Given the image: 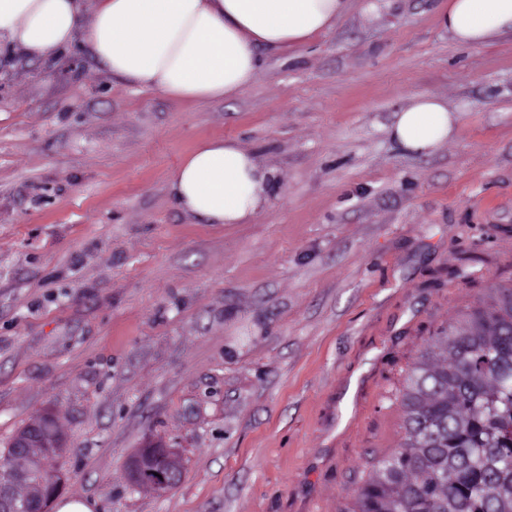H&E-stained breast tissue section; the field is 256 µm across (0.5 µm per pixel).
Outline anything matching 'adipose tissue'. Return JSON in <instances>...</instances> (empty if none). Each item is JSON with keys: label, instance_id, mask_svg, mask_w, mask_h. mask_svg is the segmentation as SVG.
<instances>
[{"label": "adipose tissue", "instance_id": "adipose-tissue-1", "mask_svg": "<svg viewBox=\"0 0 512 512\" xmlns=\"http://www.w3.org/2000/svg\"><path fill=\"white\" fill-rule=\"evenodd\" d=\"M351 0H98L90 24L81 0H0V42L34 59L82 40L118 81L194 102L248 88L262 52L296 48L329 33ZM444 31L476 48L512 29V0H448ZM441 99L415 95L389 130L403 152L428 154L454 131ZM272 172L233 142L196 146L169 178L184 214L210 224H244L268 202Z\"/></svg>", "mask_w": 512, "mask_h": 512}]
</instances>
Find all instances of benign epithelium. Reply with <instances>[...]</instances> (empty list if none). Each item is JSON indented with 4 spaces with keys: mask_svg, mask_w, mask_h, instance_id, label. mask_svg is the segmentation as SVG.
<instances>
[{
    "mask_svg": "<svg viewBox=\"0 0 512 512\" xmlns=\"http://www.w3.org/2000/svg\"><path fill=\"white\" fill-rule=\"evenodd\" d=\"M51 423L50 416L38 414L12 439L10 447L16 452L0 463V512H28L30 504L39 505V512H49L65 481L61 467L53 469L51 464L60 461V449L67 447L57 431L48 430ZM182 473L180 452L156 436L145 439L127 464L132 487L159 494L177 486Z\"/></svg>",
    "mask_w": 512,
    "mask_h": 512,
    "instance_id": "1",
    "label": "benign epithelium"
}]
</instances>
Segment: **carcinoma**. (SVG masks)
<instances>
[{"label": "carcinoma", "instance_id": "1", "mask_svg": "<svg viewBox=\"0 0 512 512\" xmlns=\"http://www.w3.org/2000/svg\"><path fill=\"white\" fill-rule=\"evenodd\" d=\"M404 436L353 512H512V284L494 283L408 369Z\"/></svg>", "mask_w": 512, "mask_h": 512}]
</instances>
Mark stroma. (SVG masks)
<instances>
[{"mask_svg":"<svg viewBox=\"0 0 512 512\" xmlns=\"http://www.w3.org/2000/svg\"><path fill=\"white\" fill-rule=\"evenodd\" d=\"M447 4L354 0L206 103L0 45V453L49 412L93 512H351L408 364L512 281V31L461 47ZM417 94L459 117L427 155L389 135ZM210 139L274 172L250 223L169 194ZM150 433L183 456L161 496L127 481Z\"/></svg>","mask_w":512,"mask_h":512,"instance_id":"35a3bbf8","label":"stroma"}]
</instances>
